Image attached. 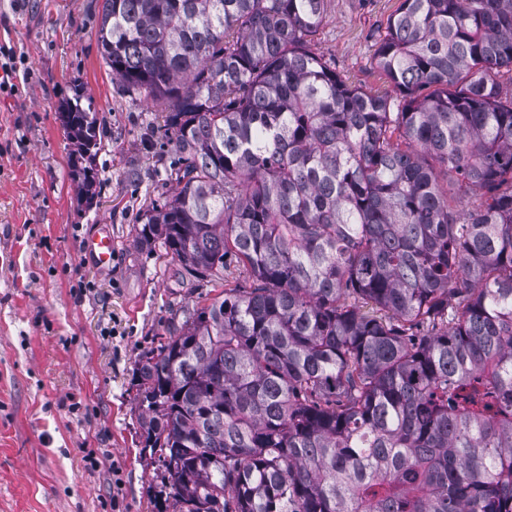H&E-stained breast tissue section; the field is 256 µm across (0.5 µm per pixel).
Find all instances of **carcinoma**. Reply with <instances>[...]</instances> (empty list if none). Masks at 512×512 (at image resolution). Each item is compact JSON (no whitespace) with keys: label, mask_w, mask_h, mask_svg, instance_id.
<instances>
[{"label":"carcinoma","mask_w":512,"mask_h":512,"mask_svg":"<svg viewBox=\"0 0 512 512\" xmlns=\"http://www.w3.org/2000/svg\"><path fill=\"white\" fill-rule=\"evenodd\" d=\"M327 2L102 0L177 156L137 241L224 287L135 368L166 508L512 512V0H400L389 92L312 51ZM60 119L91 202L103 125Z\"/></svg>","instance_id":"carcinoma-1"}]
</instances>
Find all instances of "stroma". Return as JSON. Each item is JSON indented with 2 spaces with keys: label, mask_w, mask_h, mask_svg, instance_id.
Here are the masks:
<instances>
[{
  "label": "stroma",
  "mask_w": 512,
  "mask_h": 512,
  "mask_svg": "<svg viewBox=\"0 0 512 512\" xmlns=\"http://www.w3.org/2000/svg\"><path fill=\"white\" fill-rule=\"evenodd\" d=\"M102 0H0V47L19 75L0 90V512H159L133 372L195 300L135 225L169 179L163 118L113 82L97 46ZM399 0H329L312 41L356 87L386 91L375 43ZM82 86L103 117L100 192L80 201L59 119ZM114 243L96 269L84 245Z\"/></svg>",
  "instance_id": "1"
}]
</instances>
